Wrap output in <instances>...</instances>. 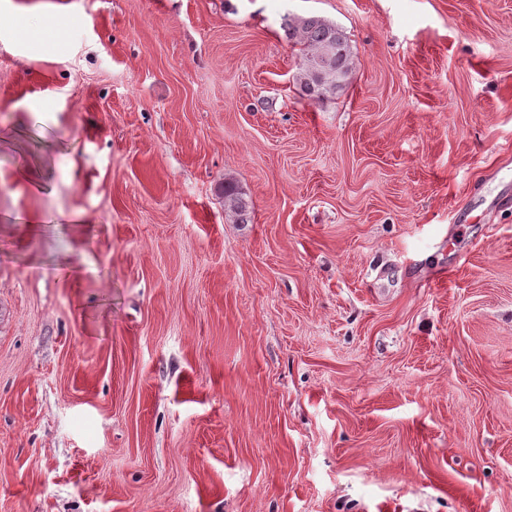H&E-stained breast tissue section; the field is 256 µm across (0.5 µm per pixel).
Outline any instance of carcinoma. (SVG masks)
<instances>
[{
  "instance_id": "1",
  "label": "carcinoma",
  "mask_w": 512,
  "mask_h": 512,
  "mask_svg": "<svg viewBox=\"0 0 512 512\" xmlns=\"http://www.w3.org/2000/svg\"><path fill=\"white\" fill-rule=\"evenodd\" d=\"M283 28L290 41L302 45V58L295 75V80L305 96L311 100L320 99L319 88L311 80L306 69V58L316 52L323 43L332 42L336 46V55L340 59L344 76H349L352 67V50L346 36L336 26L321 17H284ZM224 204L238 224L250 221L249 207L242 197L239 187L231 180L224 181L222 187Z\"/></svg>"
}]
</instances>
